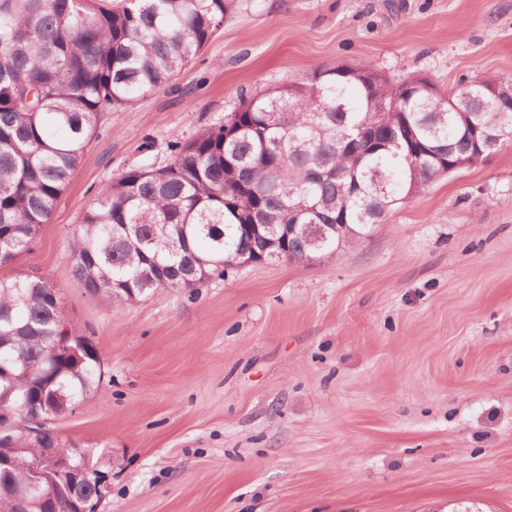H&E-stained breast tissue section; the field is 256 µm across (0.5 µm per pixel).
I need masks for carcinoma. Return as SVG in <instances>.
Listing matches in <instances>:
<instances>
[{"instance_id": "obj_1", "label": "carcinoma", "mask_w": 512, "mask_h": 512, "mask_svg": "<svg viewBox=\"0 0 512 512\" xmlns=\"http://www.w3.org/2000/svg\"><path fill=\"white\" fill-rule=\"evenodd\" d=\"M235 0H0V266L31 250L100 116L167 83L224 24ZM481 128L512 143V103L489 99L472 80L443 91L423 76L394 80L374 66L321 70L244 97L224 123L171 145V164L131 167L104 185L78 225L71 253L78 285L108 308L160 289L196 291L222 278L224 260L249 257L241 224H327L323 248L358 244L387 215L448 173L450 155L469 167ZM276 171L268 180L269 171ZM345 182L341 214L321 209ZM187 273L185 277L176 272ZM43 276L0 279V456H39L26 440L31 394L57 420L101 391L100 356L56 358L63 313ZM75 484L41 460V489L22 507L0 490V512H72L90 497L100 463L72 455ZM24 467L0 471V487L24 486Z\"/></svg>"}]
</instances>
